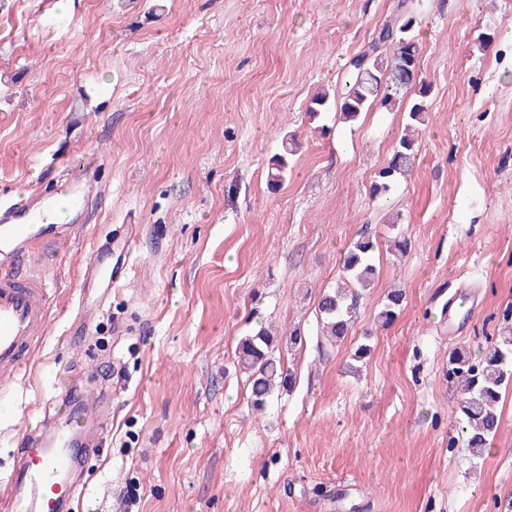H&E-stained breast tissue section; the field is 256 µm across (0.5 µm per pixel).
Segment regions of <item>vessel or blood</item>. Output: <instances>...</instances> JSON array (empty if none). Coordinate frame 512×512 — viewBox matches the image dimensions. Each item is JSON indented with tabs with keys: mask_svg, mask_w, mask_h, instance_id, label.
Masks as SVG:
<instances>
[{
	"mask_svg": "<svg viewBox=\"0 0 512 512\" xmlns=\"http://www.w3.org/2000/svg\"><path fill=\"white\" fill-rule=\"evenodd\" d=\"M57 190L71 201V209L62 220L48 222L44 216L55 205L51 195L40 194L25 201L0 202V377L15 376L29 362L38 336L50 323L51 294L45 278L20 271L36 242L69 238L81 227L85 201L90 193L87 183L65 178ZM135 235L125 232L117 243L99 244L92 258L83 265L80 286L83 293L98 291L99 299L85 301L83 320L91 322L100 312L102 297L127 277L123 268H110L107 257L113 245L132 250ZM70 437L58 427L55 446L43 444L40 436L29 435L17 452V466L0 478V507L5 512H66L85 484L75 478L74 455L67 449Z\"/></svg>",
	"mask_w": 512,
	"mask_h": 512,
	"instance_id": "obj_1",
	"label": "vessel or blood"
}]
</instances>
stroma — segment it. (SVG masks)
Listing matches in <instances>:
<instances>
[{
  "mask_svg": "<svg viewBox=\"0 0 512 512\" xmlns=\"http://www.w3.org/2000/svg\"><path fill=\"white\" fill-rule=\"evenodd\" d=\"M397 3L0 0V199L52 192L65 173L91 185L79 234L26 260L55 299L30 364L0 388V474L92 385L110 417L74 512H512V384L477 459L446 374L449 352L479 351L512 309V0H422L428 122L414 169L380 198L404 110L346 124L307 108ZM287 134L300 149L273 191ZM130 220L129 275L83 324L81 267ZM363 235L380 279L333 345L318 294ZM394 287L406 304L377 327ZM465 293L474 306L449 335L448 300ZM262 326L296 384L257 412L235 349ZM296 141L292 136H284L281 140V151L275 154L268 167V183L271 188L276 189L283 185L290 174L289 156L296 152Z\"/></svg>",
  "mask_w": 512,
  "mask_h": 512,
  "instance_id": "1",
  "label": "stroma"
}]
</instances>
